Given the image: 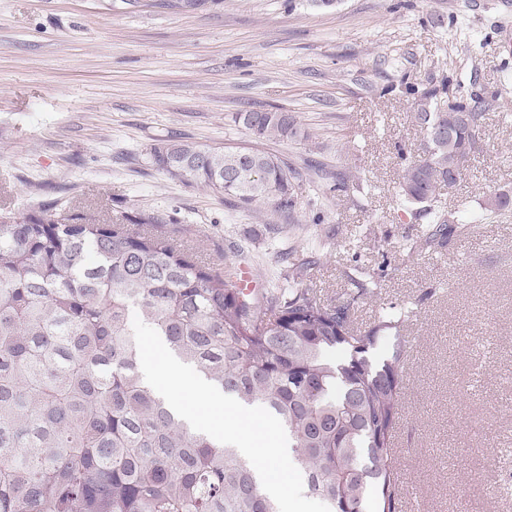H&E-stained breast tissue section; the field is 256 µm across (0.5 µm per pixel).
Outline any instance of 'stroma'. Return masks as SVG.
Masks as SVG:
<instances>
[{
	"mask_svg": "<svg viewBox=\"0 0 512 512\" xmlns=\"http://www.w3.org/2000/svg\"><path fill=\"white\" fill-rule=\"evenodd\" d=\"M497 94L464 178L440 197L456 220L446 246L407 252L425 227L397 195L399 147L422 141L408 87ZM281 110L305 139H255L234 117ZM177 136L320 163L292 214L169 177L150 150ZM358 175L359 184L336 190ZM512 10L502 0H0V210L38 204L101 218L164 215L200 259L248 258L268 285L319 248L322 298L376 273L377 305L415 308L394 436L423 512H512Z\"/></svg>",
	"mask_w": 512,
	"mask_h": 512,
	"instance_id": "obj_1",
	"label": "stroma"
}]
</instances>
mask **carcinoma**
<instances>
[{
	"instance_id": "1",
	"label": "carcinoma",
	"mask_w": 512,
	"mask_h": 512,
	"mask_svg": "<svg viewBox=\"0 0 512 512\" xmlns=\"http://www.w3.org/2000/svg\"><path fill=\"white\" fill-rule=\"evenodd\" d=\"M496 98L425 91L413 117L419 156L401 153L397 196L432 226L409 250L448 243L452 214L437 205L448 173L471 157ZM256 139L305 137L280 111L239 112ZM174 179L243 204L296 206L299 168L251 148L169 139L150 152ZM155 213L100 220L40 206L0 212V512H278L248 460L193 430L140 369L132 318L246 406L283 423L307 495L330 512H399L393 432L410 311L380 308L355 325L354 303L312 288L246 295L230 268L177 246ZM394 336L387 360L368 356Z\"/></svg>"
}]
</instances>
